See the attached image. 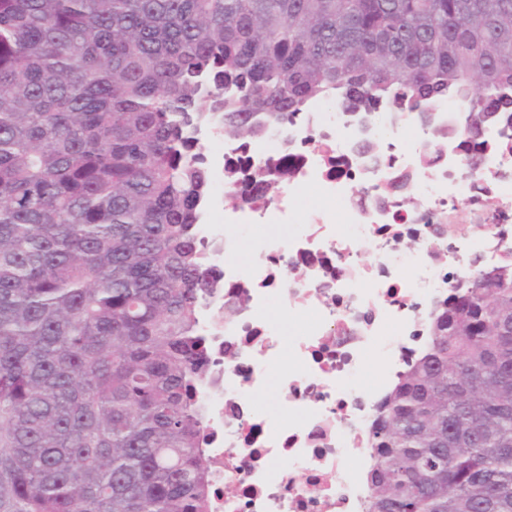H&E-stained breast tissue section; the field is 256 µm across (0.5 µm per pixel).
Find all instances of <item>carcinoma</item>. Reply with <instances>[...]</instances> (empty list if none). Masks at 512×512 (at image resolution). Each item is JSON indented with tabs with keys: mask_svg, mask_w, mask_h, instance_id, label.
<instances>
[{
	"mask_svg": "<svg viewBox=\"0 0 512 512\" xmlns=\"http://www.w3.org/2000/svg\"><path fill=\"white\" fill-rule=\"evenodd\" d=\"M461 102L512 127V0H0V512H209L212 287L184 131ZM284 167L251 171V200ZM367 512H512V262L475 270L376 410Z\"/></svg>",
	"mask_w": 512,
	"mask_h": 512,
	"instance_id": "1",
	"label": "carcinoma"
}]
</instances>
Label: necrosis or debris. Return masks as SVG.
Segmentation results:
<instances>
[{"label": "necrosis or debris", "instance_id": "1", "mask_svg": "<svg viewBox=\"0 0 512 512\" xmlns=\"http://www.w3.org/2000/svg\"><path fill=\"white\" fill-rule=\"evenodd\" d=\"M467 118L462 104L444 101L407 123L384 110L314 106L245 151L252 165L292 170L264 204L225 183L226 159L242 151L223 125L196 133L211 180L196 233L217 281L197 327L210 364L195 395L210 512H366L377 406L425 350L432 315L457 281L512 261V145L502 129L482 133L474 167L457 141L431 142L435 126ZM372 141L379 152L366 150ZM312 190L326 204L305 212L296 233L256 240L248 267L225 258V225L291 223ZM231 191L238 203L228 210ZM459 211L474 230L452 238ZM273 303L307 327L282 335L267 316ZM373 366L380 379L368 386ZM275 372L284 395L273 415L255 397Z\"/></svg>", "mask_w": 512, "mask_h": 512}]
</instances>
